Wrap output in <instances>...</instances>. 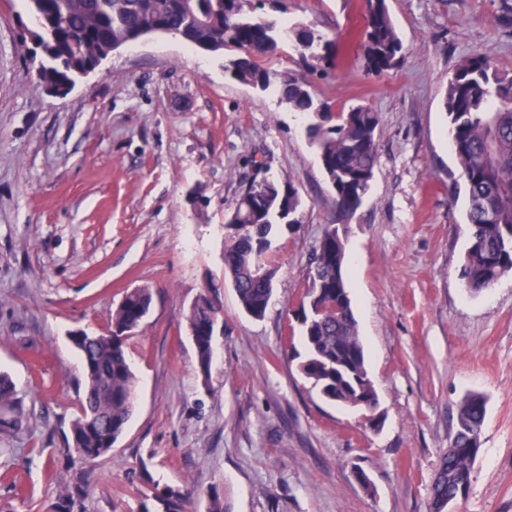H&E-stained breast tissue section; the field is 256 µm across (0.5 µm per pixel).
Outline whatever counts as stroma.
Listing matches in <instances>:
<instances>
[{"instance_id":"1","label":"stroma","mask_w":512,"mask_h":512,"mask_svg":"<svg viewBox=\"0 0 512 512\" xmlns=\"http://www.w3.org/2000/svg\"><path fill=\"white\" fill-rule=\"evenodd\" d=\"M403 59L369 74L364 0H278L276 22L313 25L330 60L285 44L271 69L304 78L317 102L380 116L371 189L346 224L347 280L379 396L378 418L325 401L298 370L311 253L334 219L307 134L275 89L232 80L223 55L153 35L122 47L63 95L20 45L24 0H0V371L27 427L0 450V512H50L53 472L83 395L72 332L104 333L127 291L152 292L127 342L137 401L89 477L87 512H141L143 493L191 487L232 512H433L431 485L466 394L487 400L468 495L454 512H512V274L469 292L464 194L448 146V78L470 53L512 74V0H387ZM271 175L303 200L282 229L263 318L224 276V220L246 182ZM222 309L208 373L186 314ZM363 470L371 488L353 475Z\"/></svg>"}]
</instances>
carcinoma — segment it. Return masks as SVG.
I'll list each match as a JSON object with an SVG mask.
<instances>
[{"mask_svg":"<svg viewBox=\"0 0 512 512\" xmlns=\"http://www.w3.org/2000/svg\"><path fill=\"white\" fill-rule=\"evenodd\" d=\"M250 0H26L36 21L34 34L46 43L37 60L40 85L59 89L75 82L86 69L113 50L138 42L149 33L172 34L189 45L214 52H233L225 69L244 84L265 91L275 88L289 110L307 113L308 127L320 165L334 192L336 223L315 247L308 270L307 301L298 314L305 354L301 373L327 400L358 408L378 404L366 365L364 344L354 316L345 277L346 249L340 225L363 205L378 166L380 116L357 105L333 112L315 102L308 83L263 65L283 43H293L305 60L324 62L330 41L307 24H278L245 9ZM365 67L381 75L398 65L402 41L387 0H366L360 35ZM444 107L449 144L468 198V243L461 278L480 292L512 273V76L487 57H466L448 79ZM237 224H251L248 234L231 232L224 241V274L234 281L242 311L264 317L271 285L278 273L270 255L256 274L253 255L265 249L281 224H296L301 199L289 182L264 179L249 185L232 211ZM152 304L147 288L126 292L112 309V335L84 334L76 350L81 363L83 399L60 449L70 470L55 480L60 491L52 512H87L84 468L112 450L125 431L136 401V376L126 354V341ZM221 317V308L206 295L197 298L187 321L197 329ZM210 337H196L199 371L210 360ZM486 399L470 393L461 401L448 451L439 461L433 485L434 512L448 500L467 495L473 465L482 445ZM26 423L22 400L9 375L0 373V437L21 432ZM155 500L163 512H184L185 495L154 486L144 500Z\"/></svg>","mask_w":512,"mask_h":512,"instance_id":"1","label":"carcinoma"}]
</instances>
